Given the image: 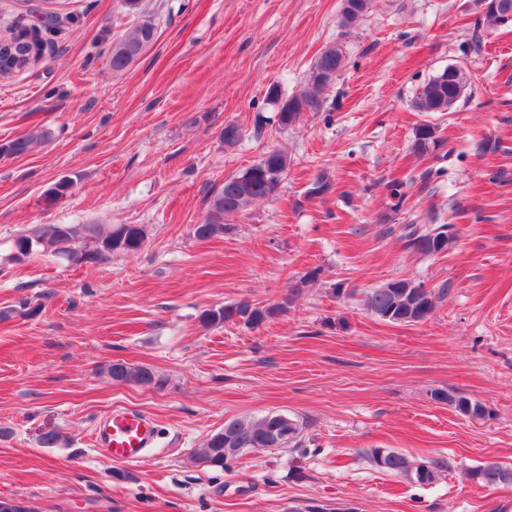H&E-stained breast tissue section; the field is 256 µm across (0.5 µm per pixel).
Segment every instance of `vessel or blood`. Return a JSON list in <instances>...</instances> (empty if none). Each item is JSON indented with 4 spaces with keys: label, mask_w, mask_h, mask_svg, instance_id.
<instances>
[{
    "label": "vessel or blood",
    "mask_w": 512,
    "mask_h": 512,
    "mask_svg": "<svg viewBox=\"0 0 512 512\" xmlns=\"http://www.w3.org/2000/svg\"><path fill=\"white\" fill-rule=\"evenodd\" d=\"M96 449L112 462L132 464L141 460L158 438L155 421L133 409L115 408L94 426Z\"/></svg>",
    "instance_id": "vessel-or-blood-1"
}]
</instances>
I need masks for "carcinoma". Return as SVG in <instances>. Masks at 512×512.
I'll return each instance as SVG.
<instances>
[{
	"label": "carcinoma",
	"mask_w": 512,
	"mask_h": 512,
	"mask_svg": "<svg viewBox=\"0 0 512 512\" xmlns=\"http://www.w3.org/2000/svg\"><path fill=\"white\" fill-rule=\"evenodd\" d=\"M512 6V0H486L482 9L484 22L490 25L503 23L500 13ZM373 8V0H342L338 15L339 27L355 26ZM157 35L156 24L149 16L140 17L125 38L112 45L110 65L121 71L136 60L149 47ZM45 53L43 41L28 35V30L14 26L0 33V77L27 71L40 62ZM344 65L342 44L327 46L310 67L304 89L285 97L278 85L272 84L267 100L276 110L277 123L282 128L294 125L304 112L320 108L326 89L331 86ZM473 75L462 65L450 64L424 82L412 100L417 112H446L466 93ZM437 127L426 121L414 132L411 148L414 153L426 156L441 146L436 134ZM46 129L31 132L26 137L8 142V154L22 155L33 146L50 139ZM243 137L242 129L227 123L220 133L224 147H235ZM290 159L281 149L273 148L262 158L224 177V181L212 187L204 202L207 217L191 228L194 238L209 240L224 234L227 220L246 211L254 202L273 196L280 187L288 170ZM438 224L411 222L402 227L401 238L405 248L420 255L432 256L446 253L454 239L437 245L432 233ZM146 231L139 224H45L31 232H22L14 239V252L10 260L20 262L37 253L76 261L87 251H95L97 261L103 262L114 254L135 253L145 245ZM448 293V285L438 289L427 288L411 278L392 279L363 295V305L381 319L394 323H419L426 320L436 304ZM280 305L254 306L248 301L218 308L205 309L200 321L206 326H220L234 320L247 327H256L280 312ZM112 381L121 384L149 385L155 381L153 370L125 361H114L108 367ZM434 397L453 406L463 416L482 419L487 415L481 402L453 392L438 391ZM303 424L288 414L269 411L250 420L229 418L224 427L207 436L194 455V463L212 470L229 472L244 453L252 448L285 449L300 443ZM369 460L380 470L402 476L418 484L435 481L438 472L446 465L441 459H428L417 465L407 456L390 448H373L367 452ZM468 478L490 487L500 483H512V470L497 461H486L471 469Z\"/></svg>",
	"instance_id": "cac0c4a2"
}]
</instances>
